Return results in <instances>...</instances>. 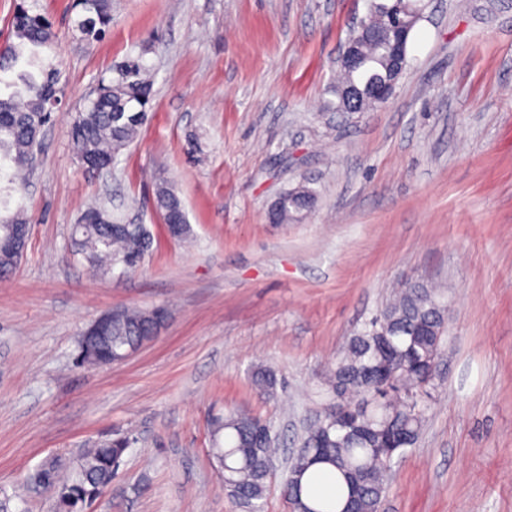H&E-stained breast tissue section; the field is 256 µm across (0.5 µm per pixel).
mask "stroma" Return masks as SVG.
I'll use <instances>...</instances> for the list:
<instances>
[{
	"mask_svg": "<svg viewBox=\"0 0 512 512\" xmlns=\"http://www.w3.org/2000/svg\"><path fill=\"white\" fill-rule=\"evenodd\" d=\"M57 37L60 105L22 202L32 232L0 276V498L54 512L27 478L46 460L125 437L88 512H237L212 456L229 410L270 422L284 453L263 512H294L286 454L330 399L326 376L391 299L421 281L448 323L417 445L387 475L380 512H512V0H430L389 101L336 109V58L366 0H112L100 41L73 0H38ZM152 77L141 136L110 173L83 172L72 119L127 57ZM190 240L168 236L156 179ZM305 187L298 220L268 211ZM146 225L131 271H91L72 227L97 199ZM163 306L131 358L78 362L102 313ZM261 367L283 385L252 381ZM155 203L163 214L166 224H170L169 221L171 218L176 217L179 219V223L172 230L177 235L175 239L182 240L186 238L190 232V228L186 221L182 202L165 180H160L156 184Z\"/></svg>",
	"mask_w": 512,
	"mask_h": 512,
	"instance_id": "1",
	"label": "stroma"
}]
</instances>
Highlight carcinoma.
Returning <instances> with one entry per match:
<instances>
[{
    "mask_svg": "<svg viewBox=\"0 0 512 512\" xmlns=\"http://www.w3.org/2000/svg\"><path fill=\"white\" fill-rule=\"evenodd\" d=\"M81 15L75 30L101 38L112 26L111 0H77ZM56 38L51 21L36 12V0H20L11 23V39L0 49V209L9 210L21 191L18 176L28 169L38 142L33 130L56 106L59 72L44 62L41 50ZM367 68L343 75L362 86L389 77L380 45H363ZM151 83L143 65L131 60L124 72L101 80L96 97L71 124L75 155L86 168L110 163L139 135L148 121ZM155 203L165 221L176 217L177 239L190 232L180 198L164 180L155 187ZM311 206L300 196L284 194L275 223ZM30 223L25 208L0 216V273L12 270L22 258L14 231ZM78 251L98 269L121 265L137 268L150 251L153 237L144 224H121L104 205L89 207L73 225ZM447 326L445 305L436 289L414 282L402 288L352 341L330 370L327 384L333 394L330 406L315 411L305 436L293 453L287 489L295 512H332L352 507L356 512H379L386 492V477L394 460L416 445L424 413V396L434 378ZM158 323L153 310L124 308L115 312L108 351L121 354L155 335ZM258 390L272 395L278 384L270 368L253 375ZM259 417L230 411L215 422V439L224 447L213 449L224 469V488L240 507L256 512L266 497L278 448L270 437L257 441ZM121 441H101L85 449L76 467L62 475L54 461L45 462L30 477L32 485L54 494L56 512L84 509L112 483L113 461L122 457ZM333 470L345 485V496L336 505L303 496V483L323 470Z\"/></svg>",
    "mask_w": 512,
    "mask_h": 512,
    "instance_id": "obj_1",
    "label": "carcinoma"
}]
</instances>
